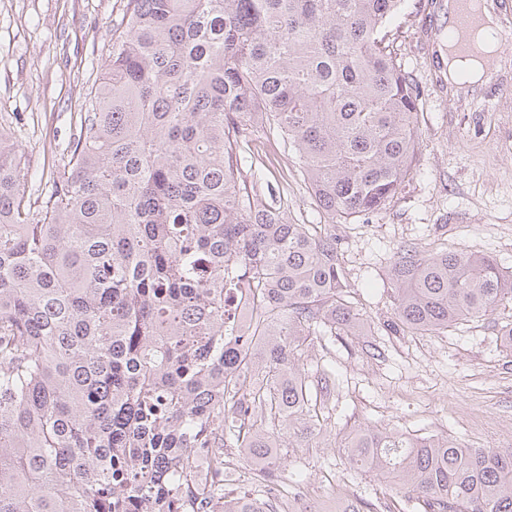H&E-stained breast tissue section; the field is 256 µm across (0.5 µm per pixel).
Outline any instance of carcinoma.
I'll list each match as a JSON object with an SVG mask.
<instances>
[{"mask_svg":"<svg viewBox=\"0 0 512 512\" xmlns=\"http://www.w3.org/2000/svg\"><path fill=\"white\" fill-rule=\"evenodd\" d=\"M402 0H123L112 56L37 206L0 132V512H320L275 480L321 433L320 336H359L336 238L245 171L288 142L329 223L410 173L414 80L386 45ZM387 332L434 335L512 303L473 249L397 252ZM245 449L266 498L228 497ZM350 465L425 512H512V450L363 428Z\"/></svg>","mask_w":512,"mask_h":512,"instance_id":"cac0c4a2","label":"carcinoma"}]
</instances>
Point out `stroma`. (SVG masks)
I'll use <instances>...</instances> for the list:
<instances>
[{"instance_id": "35a3bbf8", "label": "stroma", "mask_w": 512, "mask_h": 512, "mask_svg": "<svg viewBox=\"0 0 512 512\" xmlns=\"http://www.w3.org/2000/svg\"><path fill=\"white\" fill-rule=\"evenodd\" d=\"M439 0H404L388 25L392 49L419 88L417 158L385 208L328 225L350 291L365 318L393 313L395 254L469 248L512 271V91L480 108L448 91V30ZM123 0H0V130L22 152L26 193L41 200L67 155L71 128L112 51V21ZM261 184L279 188L293 219L321 216L282 141L259 131L250 143ZM512 306L438 336L408 333L315 339L308 367L333 368L336 387L312 447L280 451L282 480L309 502L340 494L373 512H421L375 473L350 467L342 436L361 427L449 436L465 448H512V352L499 329Z\"/></svg>"}]
</instances>
